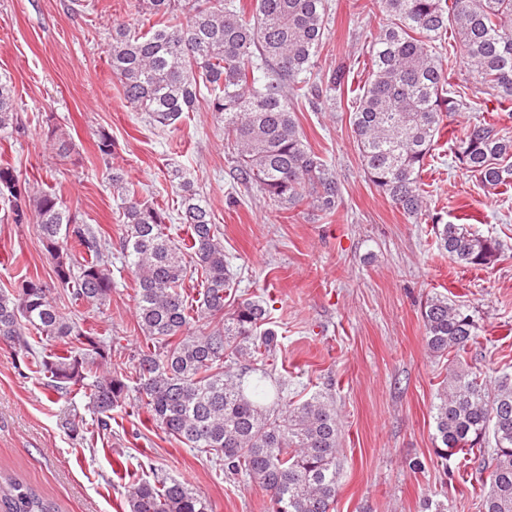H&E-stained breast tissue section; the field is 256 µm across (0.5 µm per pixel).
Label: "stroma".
Returning <instances> with one entry per match:
<instances>
[{"instance_id": "1", "label": "stroma", "mask_w": 512, "mask_h": 512, "mask_svg": "<svg viewBox=\"0 0 512 512\" xmlns=\"http://www.w3.org/2000/svg\"><path fill=\"white\" fill-rule=\"evenodd\" d=\"M329 2L318 70L326 76L343 69L344 79L318 109L305 102L295 109L312 149L336 175L342 203L334 216L280 207L253 189L238 190L237 205H228L232 147L214 113L202 108L163 130L133 111L106 53L111 21L136 31L155 22L131 10L130 0H95L85 11L72 10L70 0H0V72L13 80L25 127L14 141L0 140V162L61 194L83 223L115 240L124 226L108 189L110 167L168 210L179 201L169 172L180 168L213 213L239 295L275 301V365L289 399L299 404L321 392L334 401V512H425L431 499L448 502L451 512H481L489 469L435 455L434 406L448 360L430 355L421 306L434 294L465 305L478 338L464 363L491 385L512 376V190L484 187L458 168L449 136L477 114L512 132V106L478 92L466 61L454 59L451 81L467 84L480 110L447 121L423 174L427 214L405 215L365 176L351 124L369 43L390 18L372 0ZM52 127L69 136L68 157L58 156ZM102 131L115 144L108 162L96 146ZM435 214L500 240L499 260L477 270L452 262L437 249ZM21 272L47 283L67 306L37 225L0 215V289L14 288ZM135 288L130 268L113 253L112 298L82 316L84 329L111 337L116 355L145 342ZM20 362V353L0 346V472L27 482L60 512H126L129 468L148 480L167 476L191 485L214 512H268L257 483L225 476L209 455L164 435L137 399L113 410L112 433L100 438L83 394L61 395L22 376ZM76 416L83 425L75 435L66 422Z\"/></svg>"}]
</instances>
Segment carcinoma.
<instances>
[{"mask_svg": "<svg viewBox=\"0 0 512 512\" xmlns=\"http://www.w3.org/2000/svg\"><path fill=\"white\" fill-rule=\"evenodd\" d=\"M391 21L369 50L368 77L351 113L368 180L404 214L426 208L422 174L444 118L464 106L449 82L440 51L454 32L476 82L498 102H512V0H378ZM158 17L137 34L112 24L107 53L128 104L159 129H171L205 102L224 123L233 146L234 185L257 189L279 205L305 204L326 215L340 206L336 176L314 152L291 107H317L342 74L312 79L325 40L328 0H255L251 19L238 0H136ZM186 14L185 24L174 16ZM24 132L11 77L0 75V139ZM461 168L490 188L512 186V134L479 120L454 136ZM177 216L146 201L112 169V198L124 224L119 249L136 279L135 317L145 346L112 370V345L66 315L40 279L21 277L0 290V344L21 352L26 370L48 378L57 392L88 398L98 430L111 429L112 410L138 400L165 435L207 453L231 476L255 480L269 512H333L338 495L339 426L333 401L315 394L289 407L285 383L272 379L277 332L266 327L270 303L233 297L235 281L224 241L207 203L180 170ZM0 197L14 224H36L55 279L74 313L112 297V239L78 221L56 192L33 190L8 163L0 164ZM179 220L188 238L170 236ZM438 248L453 262L481 269L501 254L499 240L464 224L431 216ZM201 275L199 299L182 286ZM427 346L448 357V377L435 405L440 446L492 467L482 512H512V379L494 388L460 357L476 342L468 310L443 295L422 308ZM213 328L190 331L200 320ZM129 512H213L210 501L175 478L137 481ZM0 512H58L21 479L0 475Z\"/></svg>", "mask_w": 512, "mask_h": 512, "instance_id": "1", "label": "carcinoma"}]
</instances>
